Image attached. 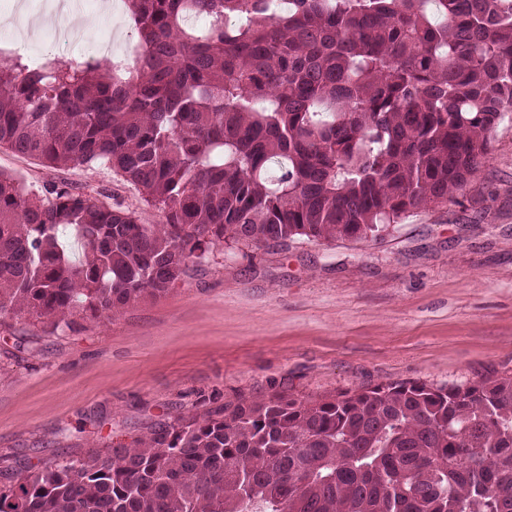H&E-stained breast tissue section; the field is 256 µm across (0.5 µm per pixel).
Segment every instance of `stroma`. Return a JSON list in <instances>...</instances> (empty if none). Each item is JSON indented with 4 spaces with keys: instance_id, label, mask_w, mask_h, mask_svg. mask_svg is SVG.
<instances>
[{
    "instance_id": "35a3bbf8",
    "label": "stroma",
    "mask_w": 512,
    "mask_h": 512,
    "mask_svg": "<svg viewBox=\"0 0 512 512\" xmlns=\"http://www.w3.org/2000/svg\"><path fill=\"white\" fill-rule=\"evenodd\" d=\"M136 41L128 13H92L71 53L108 42L118 54ZM0 171L163 222L104 168H51L2 148ZM494 372L512 373V112L462 191L383 238L219 245L165 296L72 331L0 317V472L81 459L215 401Z\"/></svg>"
}]
</instances>
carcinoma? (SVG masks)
<instances>
[{
  "label": "carcinoma",
  "instance_id": "cac0c4a2",
  "mask_svg": "<svg viewBox=\"0 0 512 512\" xmlns=\"http://www.w3.org/2000/svg\"><path fill=\"white\" fill-rule=\"evenodd\" d=\"M128 2L129 64L0 49V148L104 164L163 224L0 172L1 316L71 330L226 239L375 236L463 190L512 112V0ZM0 512H512V375L240 397L30 468Z\"/></svg>",
  "mask_w": 512,
  "mask_h": 512
}]
</instances>
